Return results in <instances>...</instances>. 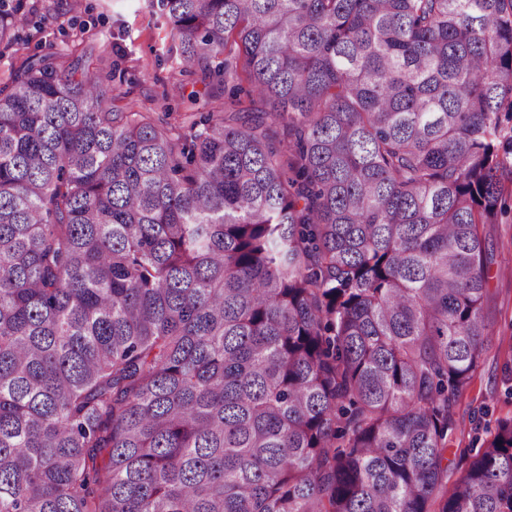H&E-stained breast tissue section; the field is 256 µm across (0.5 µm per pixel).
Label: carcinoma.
Returning <instances> with one entry per match:
<instances>
[{
  "label": "carcinoma",
  "mask_w": 512,
  "mask_h": 512,
  "mask_svg": "<svg viewBox=\"0 0 512 512\" xmlns=\"http://www.w3.org/2000/svg\"><path fill=\"white\" fill-rule=\"evenodd\" d=\"M224 107L112 109L0 0V512H512L448 484L512 196V0H158Z\"/></svg>",
  "instance_id": "cac0c4a2"
}]
</instances>
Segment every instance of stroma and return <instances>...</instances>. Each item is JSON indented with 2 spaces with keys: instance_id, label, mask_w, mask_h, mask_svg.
Returning <instances> with one entry per match:
<instances>
[{
  "instance_id": "1",
  "label": "stroma",
  "mask_w": 512,
  "mask_h": 512,
  "mask_svg": "<svg viewBox=\"0 0 512 512\" xmlns=\"http://www.w3.org/2000/svg\"><path fill=\"white\" fill-rule=\"evenodd\" d=\"M27 22L16 30L27 53L66 49L80 54L79 34L95 35L105 51L102 75L112 106L148 108L155 117L204 113L199 69L178 66L167 28L150 0H27ZM496 264L488 290L490 348L473 390L456 408L457 434L448 449V477L482 447L500 418L512 416V211L487 227Z\"/></svg>"
}]
</instances>
